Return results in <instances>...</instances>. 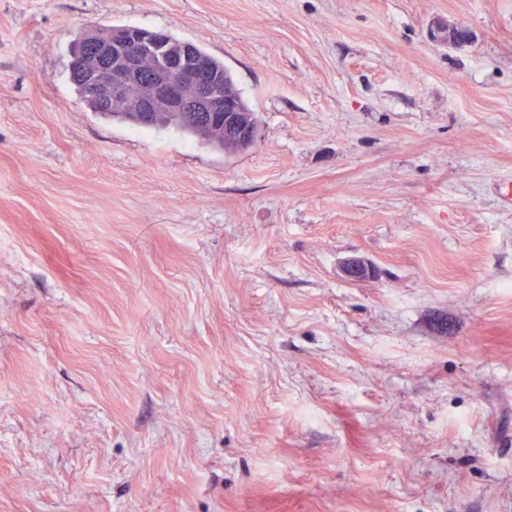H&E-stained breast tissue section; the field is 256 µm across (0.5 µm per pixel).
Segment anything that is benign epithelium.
<instances>
[{
	"instance_id": "1",
	"label": "benign epithelium",
	"mask_w": 512,
	"mask_h": 512,
	"mask_svg": "<svg viewBox=\"0 0 512 512\" xmlns=\"http://www.w3.org/2000/svg\"><path fill=\"white\" fill-rule=\"evenodd\" d=\"M162 40L164 33L159 30L125 28L102 41L97 29L86 28L76 35V45L85 48L77 60V73L88 79L92 96L105 110H131L143 125L162 116L179 121L191 118L193 112H207L202 126L224 134L227 148L250 143L254 126L239 109L235 95L224 91L213 67L190 47L176 63L156 53ZM343 273L365 280L374 270L364 260L352 258Z\"/></svg>"
}]
</instances>
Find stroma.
Segmentation results:
<instances>
[{
	"label": "stroma",
	"instance_id": "stroma-1",
	"mask_svg": "<svg viewBox=\"0 0 512 512\" xmlns=\"http://www.w3.org/2000/svg\"><path fill=\"white\" fill-rule=\"evenodd\" d=\"M119 25L253 146L93 112ZM507 182L512 0H0V512H512Z\"/></svg>",
	"mask_w": 512,
	"mask_h": 512
}]
</instances>
